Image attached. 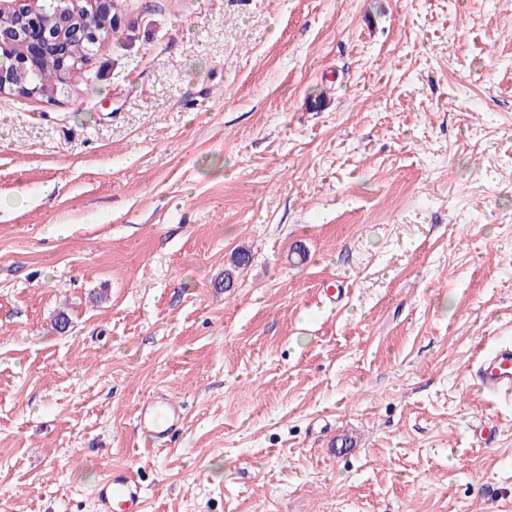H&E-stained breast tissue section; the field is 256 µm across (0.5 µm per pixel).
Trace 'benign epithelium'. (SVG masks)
I'll list each match as a JSON object with an SVG mask.
<instances>
[{
    "label": "benign epithelium",
    "instance_id": "1",
    "mask_svg": "<svg viewBox=\"0 0 512 512\" xmlns=\"http://www.w3.org/2000/svg\"><path fill=\"white\" fill-rule=\"evenodd\" d=\"M116 0H87V6L57 8L44 6L14 8L0 0V94H12L18 72L35 67L41 55L54 51L67 60L78 59L75 50H87L106 40L112 32ZM24 37L29 51L24 57L12 54V42Z\"/></svg>",
    "mask_w": 512,
    "mask_h": 512
}]
</instances>
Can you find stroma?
<instances>
[{
  "label": "stroma",
  "instance_id": "1",
  "mask_svg": "<svg viewBox=\"0 0 512 512\" xmlns=\"http://www.w3.org/2000/svg\"><path fill=\"white\" fill-rule=\"evenodd\" d=\"M80 72L0 95V512H512V0H123ZM469 373L490 396L512 398V345L499 344L485 351ZM181 409L179 404L168 399L145 402L138 410L137 425L149 439L169 437L177 428ZM98 512H142L143 490L135 471L122 467L112 472L93 490Z\"/></svg>",
  "mask_w": 512,
  "mask_h": 512
}]
</instances>
